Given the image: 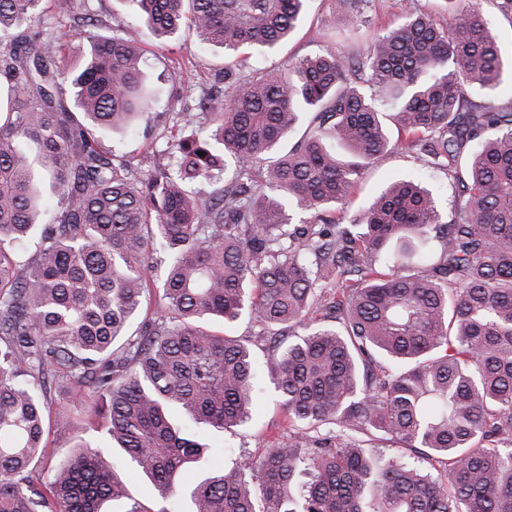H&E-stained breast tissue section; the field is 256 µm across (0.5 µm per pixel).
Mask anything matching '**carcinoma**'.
Instances as JSON below:
<instances>
[{
	"mask_svg": "<svg viewBox=\"0 0 512 512\" xmlns=\"http://www.w3.org/2000/svg\"><path fill=\"white\" fill-rule=\"evenodd\" d=\"M40 2L0 0V512H147L114 478L113 448L163 500L205 473L190 512H512V104L471 99L503 70L480 9L446 0L443 27L409 2L362 54L226 65L210 137L183 135L197 115L180 112L172 161L137 172L98 133L138 119L151 133L143 33L105 37L90 12L75 31L38 30ZM135 2L154 37L187 28L231 54L287 40L306 0ZM372 2L336 0L342 25H364ZM305 111L314 127L281 153ZM391 147L459 186L452 223L415 178L331 215ZM288 202L309 220L290 223ZM245 314L278 328L268 375L289 428L263 457L212 470L199 429L249 420L259 364L201 322ZM54 386L97 395L102 440L43 476Z\"/></svg>",
	"mask_w": 512,
	"mask_h": 512,
	"instance_id": "1",
	"label": "carcinoma"
}]
</instances>
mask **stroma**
I'll use <instances>...</instances> for the list:
<instances>
[{"mask_svg":"<svg viewBox=\"0 0 512 512\" xmlns=\"http://www.w3.org/2000/svg\"><path fill=\"white\" fill-rule=\"evenodd\" d=\"M409 0H373L366 27L352 34L336 31L334 0H308L303 22L288 42L269 51L248 48L244 52L247 72L253 73L268 67L284 65L327 51L356 53L367 48L373 37L399 26L403 21V7ZM462 7H479L502 50L504 72L499 87L487 96V104L503 106L512 103V23L498 14L492 0H462ZM92 11L103 21L102 30L108 35H120L133 27H143L144 19L132 0H84L73 16L61 17L55 9L47 8L35 24L44 29L60 24H74L84 11ZM179 61L181 70L172 73V61ZM142 69L147 84L156 89L158 99L152 109L154 127L152 140L132 130L100 133L104 148L126 154L136 169H143L153 155L165 149L170 130L175 122V112L189 108L202 112L204 92L220 97L224 94V50L204 44L192 32L182 31L171 37L144 39L142 42ZM405 176L420 177L433 190L438 199L442 222L452 218L451 202L455 187L443 173L429 172L422 168L413 154L400 149L389 150L374 161L359 179L348 216H355L368 201L390 182ZM49 442L41 466L44 470L57 467L73 450L78 441H95L97 434L81 400L71 399L56 390L51 394ZM288 418L273 385H266L250 420L230 431L210 432L205 441L218 448L217 465H229L246 458L262 456L274 434L286 427Z\"/></svg>","mask_w":512,"mask_h":512,"instance_id":"stroma-1","label":"stroma"}]
</instances>
